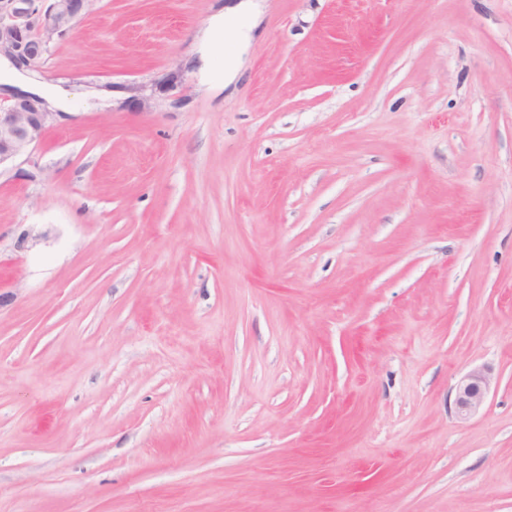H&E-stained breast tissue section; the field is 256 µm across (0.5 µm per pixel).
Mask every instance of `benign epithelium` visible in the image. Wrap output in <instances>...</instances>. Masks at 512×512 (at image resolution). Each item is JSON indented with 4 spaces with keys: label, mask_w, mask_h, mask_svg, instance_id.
<instances>
[{
    "label": "benign epithelium",
    "mask_w": 512,
    "mask_h": 512,
    "mask_svg": "<svg viewBox=\"0 0 512 512\" xmlns=\"http://www.w3.org/2000/svg\"><path fill=\"white\" fill-rule=\"evenodd\" d=\"M38 0H0V57L19 70H31L50 42L65 36L91 9L96 0H50L45 11ZM62 112L49 111L45 100L19 94L0 105V171L35 148ZM492 386L490 372L474 367L458 380L453 413L464 424L478 414Z\"/></svg>",
    "instance_id": "1"
}]
</instances>
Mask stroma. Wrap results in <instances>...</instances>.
Masks as SVG:
<instances>
[{"label": "stroma", "mask_w": 512, "mask_h": 512, "mask_svg": "<svg viewBox=\"0 0 512 512\" xmlns=\"http://www.w3.org/2000/svg\"><path fill=\"white\" fill-rule=\"evenodd\" d=\"M227 2L28 73L74 112L0 172V512H512V0H261L226 87ZM492 386L490 372L484 367H474L458 380L454 390L453 413L464 424L478 414Z\"/></svg>", "instance_id": "stroma-1"}]
</instances>
